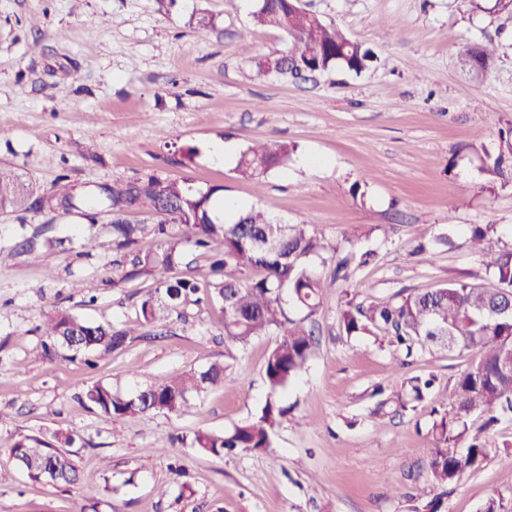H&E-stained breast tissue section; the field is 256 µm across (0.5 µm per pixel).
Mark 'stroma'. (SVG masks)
<instances>
[{
	"label": "stroma",
	"mask_w": 512,
	"mask_h": 512,
	"mask_svg": "<svg viewBox=\"0 0 512 512\" xmlns=\"http://www.w3.org/2000/svg\"><path fill=\"white\" fill-rule=\"evenodd\" d=\"M302 4L370 49L368 68L306 82L259 73L255 58L281 51L284 37L255 26L241 0H0V163L29 175L40 196L62 174L83 198L118 179L185 178L279 222H311L341 250L376 252L321 299L316 345L281 395L291 412L272 452L218 459L187 440L256 414L275 336L228 347L221 307L207 301L93 368L34 357L45 313L120 324L152 282L114 265L105 207L91 221L46 206L0 214V512H410L428 497L431 414L447 411L457 375L480 354L434 349L405 366L373 338L346 336L339 308L453 279L492 285L466 241L472 226L489 224L512 247V183L484 192L482 162L512 122V14L476 13L468 0ZM203 15L212 27H197ZM489 41L493 63L471 70L465 49ZM216 140L232 144L233 158L212 161ZM255 140L293 147L258 183L236 172ZM88 230L96 246L86 255ZM41 232L66 243L24 251ZM438 237L448 243L433 261L416 254ZM84 282L96 285L95 299ZM215 361L227 364L223 386L177 415L107 420L80 400L96 382L132 392ZM429 374L424 405L375 415L377 386ZM55 433L77 436L79 478L67 488L30 481L7 455L20 437ZM489 442L482 469L454 486L445 512H481L492 496L512 508L511 415Z\"/></svg>",
	"instance_id": "obj_1"
}]
</instances>
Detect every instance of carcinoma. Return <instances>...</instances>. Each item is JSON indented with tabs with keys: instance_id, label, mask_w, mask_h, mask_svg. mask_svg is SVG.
Returning a JSON list of instances; mask_svg holds the SVG:
<instances>
[{
	"instance_id": "carcinoma-1",
	"label": "carcinoma",
	"mask_w": 512,
	"mask_h": 512,
	"mask_svg": "<svg viewBox=\"0 0 512 512\" xmlns=\"http://www.w3.org/2000/svg\"><path fill=\"white\" fill-rule=\"evenodd\" d=\"M485 13L512 14V0H472ZM254 25L281 31L287 45L273 59L258 62L261 72L274 71L304 78L313 72L334 68L361 73L371 51L336 26L324 21L299 3L263 0L252 12ZM495 56L493 44L466 51L465 62L485 69ZM293 148L286 143L254 142L242 153L238 173L258 179L286 164ZM485 190L512 182V124L499 130L490 150H483ZM67 176L59 177L55 206L77 208ZM220 187L195 189L186 179L154 176L115 181L105 189L112 209L113 242L126 251L129 270L125 278L148 276L154 287L136 306L135 318L120 325L94 324L66 311L47 315L38 330V355L43 359L80 360L88 366L94 359L121 350L145 327L162 328L172 319L187 316L198 305L200 287L192 275L187 247L204 251L212 259L213 279L208 282L210 300L221 305L225 339L246 345L262 335L277 337L268 352L264 376L268 388L261 409L251 419L224 433L197 431L190 447L217 458L237 449L267 453L288 414L281 393L305 368L312 354L314 329L311 316L321 296L336 287L340 273L351 261H338L336 274L323 278L311 263L316 258L334 259L340 246L318 234L310 224H277L264 211L243 207L228 222L214 215L212 203ZM35 185L9 164H0V213L32 208ZM145 207L156 222L133 224L124 218L131 208ZM164 237L163 244L142 252L136 249L148 234ZM469 247L487 258L486 268L496 284L481 287L451 280L431 290L396 293L366 303H345L341 325L348 336H373L396 353L410 358L429 348L448 351L477 349L479 363L455 379L451 408L433 419L429 432L434 439L427 464V480L436 492L415 512H443L444 496L461 474L481 469L492 446L485 432L512 413V248L492 239L491 227L477 226L467 239ZM236 267L245 279H227L224 268ZM226 366L213 362L158 385L122 393L107 383L96 382L84 391L85 400L107 420L136 419L151 413H180L209 389L224 385ZM434 384L431 377L413 376L397 388L379 386L374 414L395 416L411 404L423 403ZM73 435L51 438L24 436L14 442L9 456L31 481L51 478L59 488L77 481V466L68 447Z\"/></svg>"
}]
</instances>
